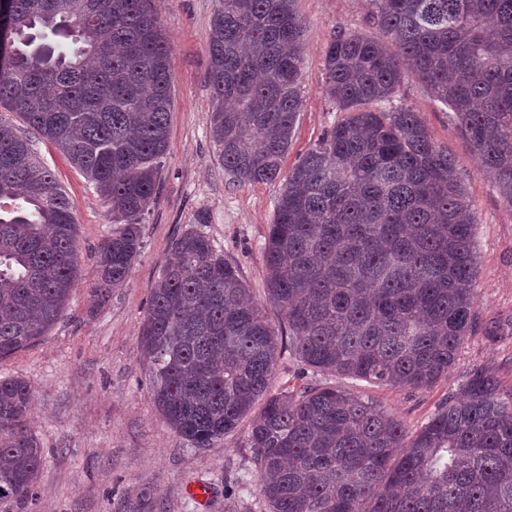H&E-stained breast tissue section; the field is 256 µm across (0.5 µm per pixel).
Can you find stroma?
<instances>
[{
  "label": "stroma",
  "mask_w": 512,
  "mask_h": 512,
  "mask_svg": "<svg viewBox=\"0 0 512 512\" xmlns=\"http://www.w3.org/2000/svg\"><path fill=\"white\" fill-rule=\"evenodd\" d=\"M218 0H149L172 55L169 138L156 194L142 226L143 247L123 288L107 301L94 293L98 250L112 234V210L87 178L42 138L35 147L75 204L80 281L61 319L40 344L0 361V376H20L32 391L30 423L43 448L38 501L0 500V512H256L247 427L209 448L172 430L150 399L148 365L139 354L151 291L172 238L198 227L236 264L255 298H263L262 247L281 181L232 183L210 131L206 83L208 38ZM305 23L303 106L282 164L290 170L336 121L325 92L324 48L333 32L372 33L366 0H295ZM397 99L419 112L431 137L455 160V176L475 213L478 254L474 323L447 379L414 390L346 379L342 385L395 414L408 431L421 428L469 371L489 366L512 386V206L474 156L447 107L415 80ZM206 224H198V216ZM497 321L502 334L489 338ZM193 484L210 487L199 502Z\"/></svg>",
  "instance_id": "35a3bbf8"
}]
</instances>
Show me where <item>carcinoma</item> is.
I'll list each match as a JSON object with an SVG mask.
<instances>
[{
    "label": "carcinoma",
    "mask_w": 512,
    "mask_h": 512,
    "mask_svg": "<svg viewBox=\"0 0 512 512\" xmlns=\"http://www.w3.org/2000/svg\"><path fill=\"white\" fill-rule=\"evenodd\" d=\"M147 0H11L0 108L60 149L112 208L96 295L123 287L166 154L173 47ZM377 34H333L325 93L341 118L285 176L264 244V301L202 232L169 244L140 352L168 425L209 448L250 419L262 512H512V388L472 368L410 435L326 380L274 392L286 349L318 375L426 388L472 328L474 213L455 162L408 106L446 105L512 206V0H369ZM294 0H220L210 125L237 184L276 180L302 108ZM78 285L74 203L0 116V359L41 341ZM278 310L272 324L265 306ZM31 389L0 377V500H33Z\"/></svg>",
    "instance_id": "cac0c4a2"
}]
</instances>
